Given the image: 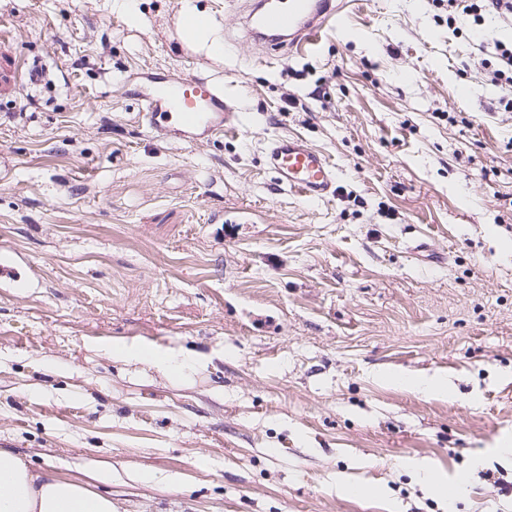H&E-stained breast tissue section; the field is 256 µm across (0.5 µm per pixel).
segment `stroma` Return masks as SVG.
Segmentation results:
<instances>
[{"label": "stroma", "instance_id": "35a3bbf8", "mask_svg": "<svg viewBox=\"0 0 512 512\" xmlns=\"http://www.w3.org/2000/svg\"><path fill=\"white\" fill-rule=\"evenodd\" d=\"M133 2L0 0V58L51 83L0 92V250L28 262L0 284V448L113 512H512V107L471 34L510 44L512 22L363 0L343 33L265 54L230 0H195L236 42L217 57L185 0ZM141 70L222 82L246 127L156 137ZM284 134L327 154L334 195L276 187L263 153ZM113 341L199 365L169 378Z\"/></svg>", "mask_w": 512, "mask_h": 512}]
</instances>
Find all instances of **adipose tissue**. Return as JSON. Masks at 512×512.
Wrapping results in <instances>:
<instances>
[{"label": "adipose tissue", "instance_id": "adipose-tissue-1", "mask_svg": "<svg viewBox=\"0 0 512 512\" xmlns=\"http://www.w3.org/2000/svg\"><path fill=\"white\" fill-rule=\"evenodd\" d=\"M103 351L115 360L150 363L166 375L192 364L188 355L145 345L115 342ZM0 512H112V497L77 479L32 471L18 456L0 450Z\"/></svg>", "mask_w": 512, "mask_h": 512}]
</instances>
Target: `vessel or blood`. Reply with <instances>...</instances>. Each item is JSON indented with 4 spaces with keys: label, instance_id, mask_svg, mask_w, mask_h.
Here are the masks:
<instances>
[{
    "label": "vessel or blood",
    "instance_id": "vessel-or-blood-1",
    "mask_svg": "<svg viewBox=\"0 0 512 512\" xmlns=\"http://www.w3.org/2000/svg\"><path fill=\"white\" fill-rule=\"evenodd\" d=\"M352 0H254L242 18L245 40L263 51L302 49L318 42L328 24L343 25ZM139 93V120L169 142L197 144L236 129L241 115L209 79L148 74ZM266 166L279 187L308 203L335 191L338 171L320 149L297 136H278L265 148Z\"/></svg>",
    "mask_w": 512,
    "mask_h": 512
}]
</instances>
